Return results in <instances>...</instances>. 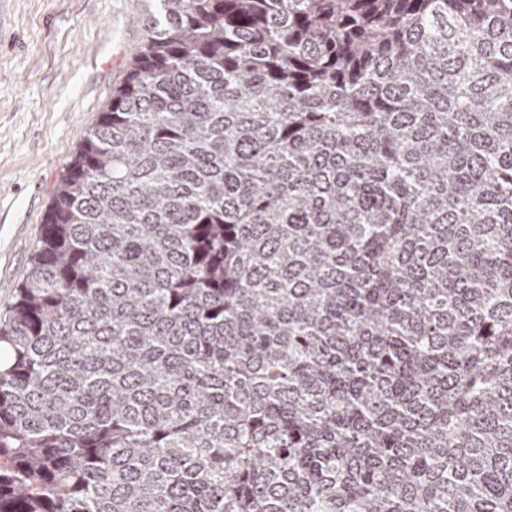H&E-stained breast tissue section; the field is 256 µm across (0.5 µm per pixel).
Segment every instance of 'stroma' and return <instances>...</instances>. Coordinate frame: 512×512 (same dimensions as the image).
<instances>
[{"instance_id": "stroma-1", "label": "stroma", "mask_w": 512, "mask_h": 512, "mask_svg": "<svg viewBox=\"0 0 512 512\" xmlns=\"http://www.w3.org/2000/svg\"><path fill=\"white\" fill-rule=\"evenodd\" d=\"M147 0H0V311L56 188L148 34Z\"/></svg>"}]
</instances>
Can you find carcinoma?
Returning a JSON list of instances; mask_svg holds the SVG:
<instances>
[{
	"instance_id": "obj_1",
	"label": "carcinoma",
	"mask_w": 512,
	"mask_h": 512,
	"mask_svg": "<svg viewBox=\"0 0 512 512\" xmlns=\"http://www.w3.org/2000/svg\"><path fill=\"white\" fill-rule=\"evenodd\" d=\"M0 313V512H512V0H155Z\"/></svg>"
}]
</instances>
